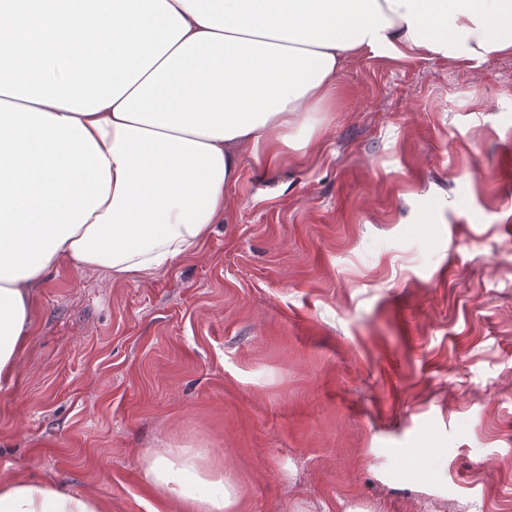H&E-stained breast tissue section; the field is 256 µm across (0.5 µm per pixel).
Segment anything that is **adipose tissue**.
I'll return each instance as SVG.
<instances>
[{"mask_svg":"<svg viewBox=\"0 0 512 512\" xmlns=\"http://www.w3.org/2000/svg\"><path fill=\"white\" fill-rule=\"evenodd\" d=\"M58 2L43 66L0 8V390L48 272L75 261L122 281L198 255L243 159L317 148L346 61L512 54V0ZM144 478L172 512H238L237 485L201 451L149 449ZM0 512L105 508L10 478Z\"/></svg>","mask_w":512,"mask_h":512,"instance_id":"ef3b65f1","label":"adipose tissue"}]
</instances>
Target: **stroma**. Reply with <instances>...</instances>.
Returning <instances> with one entry per match:
<instances>
[{
  "label": "stroma",
  "instance_id": "1",
  "mask_svg": "<svg viewBox=\"0 0 512 512\" xmlns=\"http://www.w3.org/2000/svg\"><path fill=\"white\" fill-rule=\"evenodd\" d=\"M316 150L245 165L200 255L68 264L0 390V479L168 512L146 449L239 512H512V55L355 58ZM192 448H151L145 455L144 478L176 512H236L240 494L224 472L204 466ZM190 487L204 490L189 492Z\"/></svg>",
  "mask_w": 512,
  "mask_h": 512
}]
</instances>
